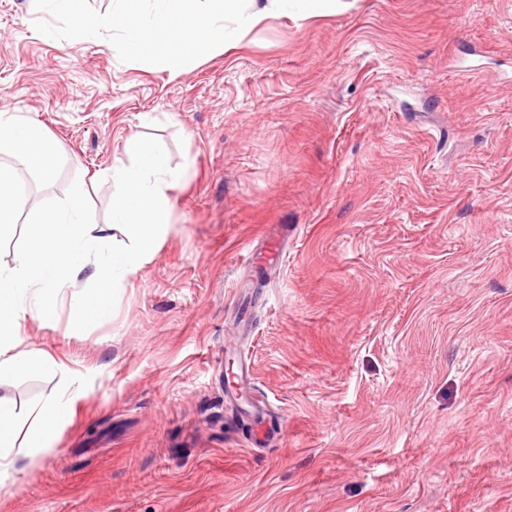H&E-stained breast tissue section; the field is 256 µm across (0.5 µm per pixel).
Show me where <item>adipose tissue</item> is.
Wrapping results in <instances>:
<instances>
[{"instance_id":"obj_1","label":"adipose tissue","mask_w":512,"mask_h":512,"mask_svg":"<svg viewBox=\"0 0 512 512\" xmlns=\"http://www.w3.org/2000/svg\"><path fill=\"white\" fill-rule=\"evenodd\" d=\"M2 152L43 178L60 161L57 143L41 123L12 112H0ZM14 166L0 163V241L12 236L13 216L28 203L16 191ZM186 177V171L169 167L160 150L132 134L112 165L111 224L124 234V242L111 243L87 212L82 195L34 208L38 231L13 263L0 264V376L60 370L51 354H33L21 345L27 318L54 319L64 287L73 289L74 326L84 328L111 317L113 289L136 278L170 233V192ZM87 268L92 271L91 287L76 288L80 272ZM83 394L80 376L69 374L62 393L35 406L37 425L23 441L17 437L21 413L10 398L0 396V474L7 473L17 457L33 459L52 448Z\"/></svg>"}]
</instances>
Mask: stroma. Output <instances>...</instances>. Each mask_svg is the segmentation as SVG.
I'll use <instances>...</instances> for the list:
<instances>
[{
    "instance_id": "1",
    "label": "stroma",
    "mask_w": 512,
    "mask_h": 512,
    "mask_svg": "<svg viewBox=\"0 0 512 512\" xmlns=\"http://www.w3.org/2000/svg\"><path fill=\"white\" fill-rule=\"evenodd\" d=\"M0 0V111L61 162L32 200L110 221L137 133L187 181L108 320L25 323L84 396L0 512H512V0H346L173 75ZM281 241L276 266L257 255ZM244 352L279 415L224 401ZM61 375L0 379L22 413Z\"/></svg>"
}]
</instances>
